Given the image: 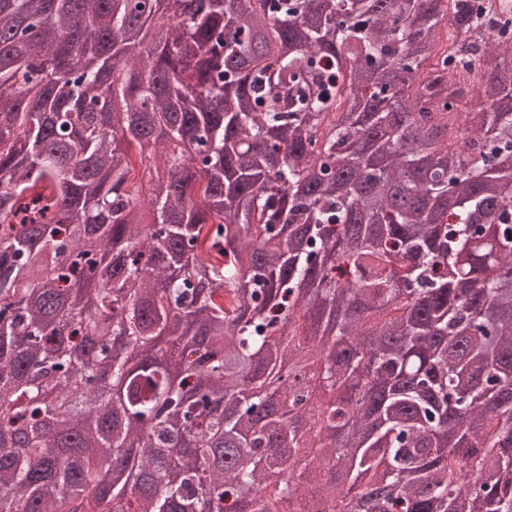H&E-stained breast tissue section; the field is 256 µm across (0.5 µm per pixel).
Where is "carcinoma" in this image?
Listing matches in <instances>:
<instances>
[{"label":"carcinoma","mask_w":512,"mask_h":512,"mask_svg":"<svg viewBox=\"0 0 512 512\" xmlns=\"http://www.w3.org/2000/svg\"><path fill=\"white\" fill-rule=\"evenodd\" d=\"M328 470V512H512V35L0 0V512H303Z\"/></svg>","instance_id":"obj_1"}]
</instances>
